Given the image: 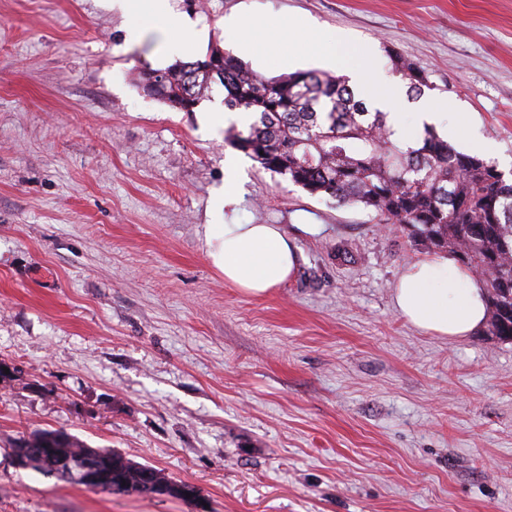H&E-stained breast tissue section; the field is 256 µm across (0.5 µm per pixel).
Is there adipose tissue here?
Instances as JSON below:
<instances>
[{
	"mask_svg": "<svg viewBox=\"0 0 512 512\" xmlns=\"http://www.w3.org/2000/svg\"><path fill=\"white\" fill-rule=\"evenodd\" d=\"M145 3L149 23L133 27L135 38L154 35L164 49L170 50L174 47L169 40L173 31H180L186 39L194 37V29L182 19L160 15L156 0ZM376 83L368 69L349 73L351 89L373 106L389 110L396 138L410 141L398 113L390 111L389 99L378 95ZM237 201L230 187L214 197L213 222L204 232L206 255L226 283L243 294L262 297L292 277L298 265V250L281 225L224 223L225 208ZM393 297L398 313L410 325L448 339L470 336L487 318L483 280L449 254H432L408 264L394 285Z\"/></svg>",
	"mask_w": 512,
	"mask_h": 512,
	"instance_id": "adipose-tissue-1",
	"label": "adipose tissue"
}]
</instances>
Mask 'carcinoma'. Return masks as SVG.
<instances>
[{
  "mask_svg": "<svg viewBox=\"0 0 512 512\" xmlns=\"http://www.w3.org/2000/svg\"><path fill=\"white\" fill-rule=\"evenodd\" d=\"M211 66L224 78L213 80ZM393 72L417 95L429 86L427 74L398 55ZM166 73L159 97L176 110L194 111L218 84L227 110L249 113L251 121L232 130L228 141L262 169L311 195L361 204L380 224L404 225L428 251L458 256L486 285V334L512 341V179L496 164L457 150L432 126L414 145L401 143L387 113L370 111L340 76L308 70L267 78L218 48ZM13 457L84 487L89 482L81 467L90 458L100 491L140 495L142 487L158 483L169 498H197L194 486L61 430L38 429L20 438Z\"/></svg>",
  "mask_w": 512,
  "mask_h": 512,
  "instance_id": "1",
  "label": "carcinoma"
}]
</instances>
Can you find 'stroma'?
I'll use <instances>...</instances> for the list:
<instances>
[{
    "label": "stroma",
    "instance_id": "1",
    "mask_svg": "<svg viewBox=\"0 0 512 512\" xmlns=\"http://www.w3.org/2000/svg\"><path fill=\"white\" fill-rule=\"evenodd\" d=\"M189 52L268 78L323 55L397 78L458 150L512 169V0H162ZM266 29L242 52L237 23ZM309 29L288 34L284 25ZM104 0H0V512H512V342L415 329L392 288L425 257L400 224L313 196L138 86L165 69ZM243 168L229 224H281L296 273L256 298L204 251L210 197ZM318 225L315 234L301 232ZM37 429L67 432L196 487L113 495L15 467ZM393 62L394 74L402 79L409 80V89L411 93L420 95L423 87H429L427 74L417 67L414 63L395 55Z\"/></svg>",
    "mask_w": 512,
    "mask_h": 512
}]
</instances>
